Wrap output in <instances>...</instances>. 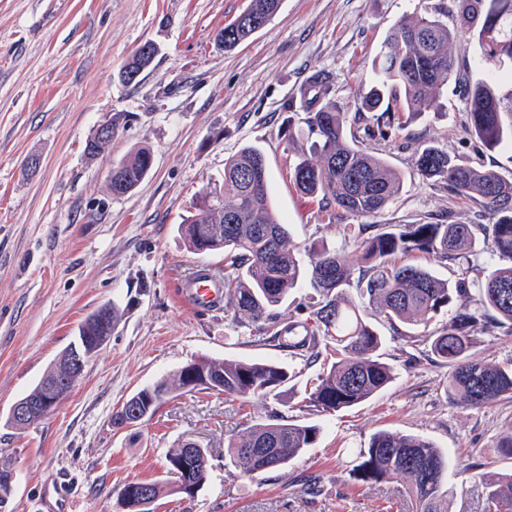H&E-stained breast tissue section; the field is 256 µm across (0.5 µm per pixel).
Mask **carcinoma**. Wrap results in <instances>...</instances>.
Returning a JSON list of instances; mask_svg holds the SVG:
<instances>
[{"label":"carcinoma","instance_id":"cac0c4a2","mask_svg":"<svg viewBox=\"0 0 512 512\" xmlns=\"http://www.w3.org/2000/svg\"><path fill=\"white\" fill-rule=\"evenodd\" d=\"M281 0H250L247 9L224 26L218 38L233 49L264 27ZM454 23L440 7L424 6L394 25L375 60L373 85L360 97L357 117L348 119L332 100L330 76L316 72L300 91L298 111L316 135L309 151L290 168L302 194L315 198L334 224L343 217L379 213L399 197L403 179L382 154L364 139L397 142L405 139L408 119L434 108L441 90L455 82L464 93L467 129L486 149L512 147V0H453ZM491 66L476 81L462 71L453 47L461 37ZM364 124L366 138L358 136ZM150 151L138 148L112 166V195L122 196L149 173ZM418 174L441 184L448 194L479 204L490 224H346L353 251L310 245V267L297 258L287 225L274 210L263 154L247 146L224 162L220 189L199 194L185 218L184 237L195 253L224 250V272H197L200 279L224 283V297L238 318L255 330L253 342L289 352L313 363L320 348L336 360L322 368L304 398L305 407L332 413L363 404L395 379L394 367L382 357L384 337L364 317L389 326L405 343L420 340L415 329L440 314L448 322L427 337L436 362L448 368L443 381L458 403L480 407L512 399V360L485 364L472 357L478 335H512V151L506 163L486 167L459 161L430 141L415 148ZM488 252L499 264L488 269L471 260ZM414 252L434 254L455 267L449 282L432 270L402 259ZM308 284L316 294L311 317L278 320L277 309L290 293ZM203 378L195 386L211 389V379L224 382V394L244 401L278 398L279 389L295 371L277 361L227 359L197 361ZM53 384L48 373L25 398L37 402ZM190 390L184 369L169 379L144 387L134 408L152 417L166 396ZM316 424L281 416L255 420L228 445V454L245 473L285 467L297 454L313 447ZM187 457L183 444L166 456L168 482L130 483L156 501L183 486L206 479L209 461L175 463ZM349 477L366 483L409 481L413 512H449L453 488L448 486V456L429 440L380 431L356 455ZM487 512H512V474L486 487Z\"/></svg>","mask_w":512,"mask_h":512}]
</instances>
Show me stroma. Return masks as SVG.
Listing matches in <instances>:
<instances>
[{
	"label": "stroma",
	"instance_id": "obj_1",
	"mask_svg": "<svg viewBox=\"0 0 512 512\" xmlns=\"http://www.w3.org/2000/svg\"><path fill=\"white\" fill-rule=\"evenodd\" d=\"M249 0H0V456L16 466L0 512H122L131 482L167 477V453L205 448L207 477L194 498H160L154 512H408L407 484L349 478L358 449L381 430L420 435L448 455L451 512H485V484L512 472L497 442L512 428V399L482 407L454 401L430 352L406 360L388 328L383 351L396 378L359 407L332 414L302 407L322 362L304 364L250 340L228 301L192 306L182 283L224 254L189 250L182 221L196 195L222 184L224 161L242 147L265 158L274 207L301 245L350 250L342 224L323 221L317 201L289 176L299 134L294 110L311 75L328 73L333 100L354 114L390 28L421 3L452 0H282L277 15L227 50L217 36ZM157 54L134 81L119 72L144 43ZM459 87L443 88L437 111L408 133L461 160L494 165L462 126ZM122 118L111 144L89 157L87 141L107 114ZM148 148L153 164L125 195L107 185L113 162ZM403 177L398 201L371 224L478 223L475 202L419 176L414 149L384 145ZM109 305L117 321L105 348L51 412L24 429L11 406L53 369L80 324ZM271 359L294 368L280 399L246 406L212 390L178 391L150 418L116 429L133 393L202 359ZM278 412L318 425L317 443L281 469L245 473L227 444L248 418ZM470 472H460V465Z\"/></svg>",
	"mask_w": 512,
	"mask_h": 512
}]
</instances>
